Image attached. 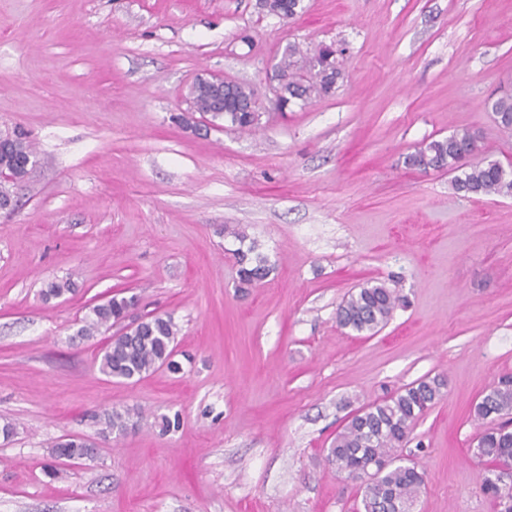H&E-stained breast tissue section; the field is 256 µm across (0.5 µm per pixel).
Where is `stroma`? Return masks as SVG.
<instances>
[{"label": "stroma", "instance_id": "35a3bbf8", "mask_svg": "<svg viewBox=\"0 0 512 512\" xmlns=\"http://www.w3.org/2000/svg\"><path fill=\"white\" fill-rule=\"evenodd\" d=\"M303 4L282 20L258 0H0V133L36 151L0 216V512H357L327 461L337 432L435 375L444 399L397 449L424 472L414 512H499L471 449L475 404L512 373V196L457 194L404 158L466 129L512 163L487 107L512 93V0ZM291 43L345 47V78L282 112L267 72ZM206 73L254 88L255 132L190 111ZM228 226L273 267L245 293ZM370 282L402 301L359 336L336 312ZM118 292L140 298L129 320L173 317L180 372H100L110 331L76 333ZM111 408L142 418L105 436ZM69 435L96 456L53 460Z\"/></svg>", "mask_w": 512, "mask_h": 512}]
</instances>
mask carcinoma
I'll use <instances>...</instances> for the list:
<instances>
[{
	"label": "carcinoma",
	"instance_id": "1",
	"mask_svg": "<svg viewBox=\"0 0 512 512\" xmlns=\"http://www.w3.org/2000/svg\"><path fill=\"white\" fill-rule=\"evenodd\" d=\"M263 7L280 19H292L304 10L303 0H262ZM344 78L340 61L321 49L303 51L288 45L278 62L279 100L305 106L331 94ZM190 101L196 111L211 121L224 120L245 132L259 126L262 113L255 107L254 89L245 83L216 86L206 80L194 83ZM499 125L512 127V95L488 101ZM470 149L468 157L461 156ZM475 136L467 130L433 139L407 154L404 163L420 171L454 174L453 190L467 196H512V167L487 157L474 159ZM36 163V153L26 137L15 134L0 138V168L9 176L0 181V204L13 203L14 188L23 182ZM256 246L234 253L238 265L237 288L246 291L264 282L273 271L267 257L255 253ZM400 301L398 292L383 283L368 284L351 294L337 311L338 324L359 335H374L384 327ZM136 303L135 297L118 294L89 308L77 337L95 335L123 320ZM176 324L168 315L154 316L128 332L111 337L102 349L99 370L107 377L138 381L160 367L180 370L174 360ZM440 376L424 377L380 402L358 409L336 435L327 460L338 473L360 481V512H411L424 485L416 463L396 465L392 451L409 434L424 412L446 395ZM475 417L488 424L477 438L472 454L484 463L483 493L498 501L500 512H512V430L497 420L512 416V377L503 376L482 394L474 408ZM139 414L117 409L103 412L102 432L127 430ZM58 459L80 461L94 456L90 444L70 436L53 445Z\"/></svg>",
	"mask_w": 512,
	"mask_h": 512
}]
</instances>
